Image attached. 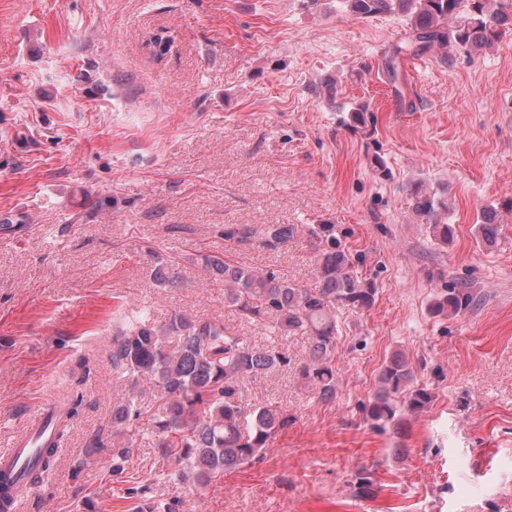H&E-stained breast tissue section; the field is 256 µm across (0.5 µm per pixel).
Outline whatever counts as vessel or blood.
Returning <instances> with one entry per match:
<instances>
[{
    "label": "vessel or blood",
    "instance_id": "1",
    "mask_svg": "<svg viewBox=\"0 0 512 512\" xmlns=\"http://www.w3.org/2000/svg\"><path fill=\"white\" fill-rule=\"evenodd\" d=\"M32 414L25 430L0 444V512H22L17 488L25 485L28 471L39 463L40 449L51 446L59 429L70 422L65 401L59 396L45 397Z\"/></svg>",
    "mask_w": 512,
    "mask_h": 512
}]
</instances>
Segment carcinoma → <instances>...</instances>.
Returning a JSON list of instances; mask_svg holds the SVG:
<instances>
[{
	"instance_id": "obj_1",
	"label": "carcinoma",
	"mask_w": 512,
	"mask_h": 512,
	"mask_svg": "<svg viewBox=\"0 0 512 512\" xmlns=\"http://www.w3.org/2000/svg\"><path fill=\"white\" fill-rule=\"evenodd\" d=\"M346 8L361 18L399 11L411 21L412 40L386 59L387 74H397L399 56L454 42L462 46H490L512 25L509 0H345ZM445 203L433 194L416 196L415 212L431 221L429 229L442 241L452 225L438 223ZM479 233L487 244L496 242L495 213H483ZM311 234L325 245L316 263L315 282L298 285L271 270L257 271L230 263L217 255L202 257L203 269L224 283V303L246 318H275L272 328L285 335L310 336L308 362L298 370L302 383L323 402L336 397V308L363 309L374 301L376 289L359 279L354 258L338 244L333 224H314ZM224 240L248 245L258 239L278 249L294 235L288 224H226ZM156 282L175 286L172 265L155 267ZM472 289L461 285L439 293L429 306L433 315H456L477 306ZM292 359L275 346L253 347L225 326L176 314L157 323L143 305L132 320L112 336V371L128 386L127 396L112 406V432L126 442L112 449L108 476L120 487L131 512H179V501L160 500L154 494L159 481L206 485L216 475L252 463L267 449L273 435L293 421L287 411L268 403L250 404L248 380L290 367ZM379 388L366 418L377 426L399 425V414L417 412L433 400L425 385L414 382V368L402 351L392 354L380 371ZM155 449L169 470L154 477L131 469L137 441ZM54 449L44 448L41 469L28 472L29 486L42 484L51 468Z\"/></svg>"
}]
</instances>
